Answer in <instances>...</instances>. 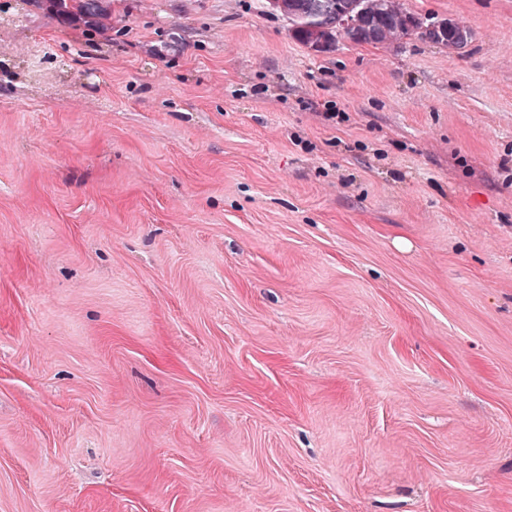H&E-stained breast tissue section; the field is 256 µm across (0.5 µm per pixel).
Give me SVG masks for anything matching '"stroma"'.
Listing matches in <instances>:
<instances>
[{"label": "stroma", "mask_w": 512, "mask_h": 512, "mask_svg": "<svg viewBox=\"0 0 512 512\" xmlns=\"http://www.w3.org/2000/svg\"><path fill=\"white\" fill-rule=\"evenodd\" d=\"M108 3L0 13V512H512V0ZM58 10L70 15L95 16L101 25L110 17V10L102 0H51ZM286 8L282 13L288 18L294 36L310 48L312 28L320 26L330 27L333 35L356 45L371 38L376 45H400L412 34L425 39L423 32L408 33L402 27L400 14L405 7L401 0H288ZM343 12L370 16L377 20V27L370 33L343 32L338 24L339 13Z\"/></svg>", "instance_id": "1"}]
</instances>
